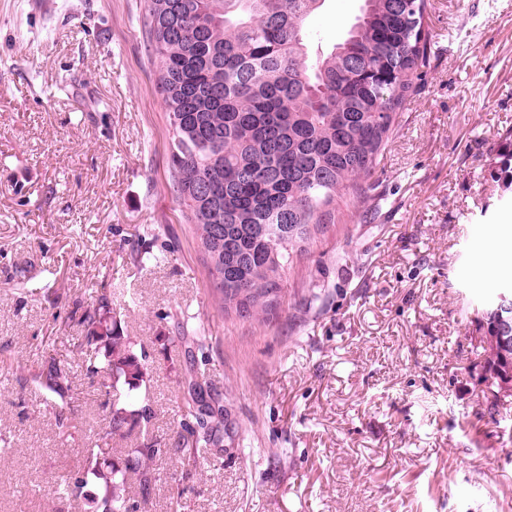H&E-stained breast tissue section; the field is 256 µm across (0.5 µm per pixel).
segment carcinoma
I'll return each mask as SVG.
<instances>
[{
    "label": "carcinoma",
    "mask_w": 512,
    "mask_h": 512,
    "mask_svg": "<svg viewBox=\"0 0 512 512\" xmlns=\"http://www.w3.org/2000/svg\"><path fill=\"white\" fill-rule=\"evenodd\" d=\"M326 0H146L145 27L169 116V169L177 198L202 247L216 307L258 324L281 301L294 260L313 233L352 215L370 198V179L398 126L399 110L429 63L427 0H361L354 22L326 49H316L306 23ZM86 375L103 379L111 420L86 449L64 489L81 496L89 484L94 512H139L130 474L142 489L150 463L180 453L196 466L195 449L223 442L224 409L202 383L187 378L186 415L195 424L175 448L150 441L119 462L110 441L154 412L138 394L149 376L147 355L96 296L79 318ZM185 352L206 347L199 325H181ZM499 357L477 346L488 387ZM30 379L64 413L69 383L53 358Z\"/></svg>",
    "instance_id": "1"
}]
</instances>
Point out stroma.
I'll return each instance as SVG.
<instances>
[{"label":"stroma","mask_w":512,"mask_h":512,"mask_svg":"<svg viewBox=\"0 0 512 512\" xmlns=\"http://www.w3.org/2000/svg\"><path fill=\"white\" fill-rule=\"evenodd\" d=\"M429 65L350 220L297 259L266 325L219 312L169 171L145 0H0V512H91L63 491L111 414L80 366L91 291L142 344L176 439L196 365L229 430L157 461L143 512H512V437L487 412L469 308L512 288V0H428ZM358 0L310 21L331 45ZM155 232L144 235L143 226ZM145 263H135L137 255ZM209 348L185 357L182 321ZM70 382L60 426L20 379L45 345Z\"/></svg>","instance_id":"35a3bbf8"}]
</instances>
